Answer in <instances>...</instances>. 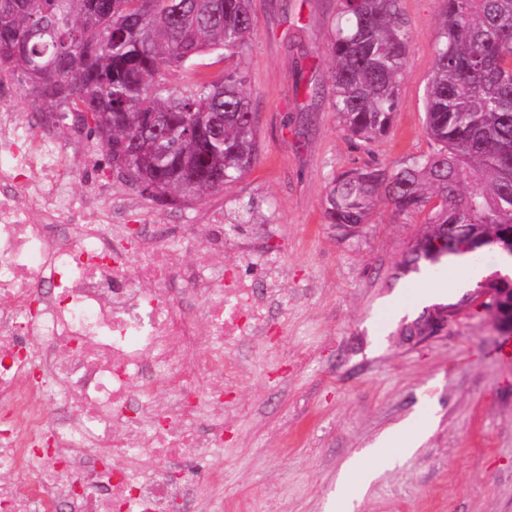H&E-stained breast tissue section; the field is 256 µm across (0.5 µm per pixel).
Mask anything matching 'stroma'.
<instances>
[{
    "label": "stroma",
    "instance_id": "stroma-1",
    "mask_svg": "<svg viewBox=\"0 0 512 512\" xmlns=\"http://www.w3.org/2000/svg\"><path fill=\"white\" fill-rule=\"evenodd\" d=\"M400 7L409 48L399 108L390 132L366 144L333 109L338 0H251L255 26L240 54L217 51L174 72L177 90L233 67L243 72L259 143L247 173L189 205L150 200L72 112L36 111L23 78H0V113H14L26 137L39 122L54 162L67 166L75 223L102 204L100 223L183 232L187 266H238L247 277H270L281 292L269 310L273 329L243 347L246 374L228 384L239 411L208 463L220 476L210 512H333L344 463L421 411L432 425L420 448H395L374 462L368 488L347 484L353 512H512V353L503 350L512 333H498L476 307V287H460L459 270L424 261L403 270L425 214L386 207L351 236L323 218L341 172L391 173L437 149L425 132V93L442 2ZM216 233L223 249L203 252ZM245 242L275 257L271 274L241 266ZM433 283L446 294L418 300ZM445 306L456 315L446 330L404 341V326Z\"/></svg>",
    "mask_w": 512,
    "mask_h": 512
}]
</instances>
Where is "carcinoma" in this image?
Instances as JSON below:
<instances>
[{
  "label": "carcinoma",
  "mask_w": 512,
  "mask_h": 512,
  "mask_svg": "<svg viewBox=\"0 0 512 512\" xmlns=\"http://www.w3.org/2000/svg\"><path fill=\"white\" fill-rule=\"evenodd\" d=\"M436 67L425 101L434 154L386 174L337 176L325 223H371L383 204L430 208L405 262L474 252L512 231V0H442ZM346 25L332 43L334 109L365 142L388 132L408 50L400 0H339ZM254 26L250 0H0V73L24 74L42 112L70 105L112 125L106 149L164 194L197 200L248 172L257 159L250 93L237 69L180 93L164 76L215 50L242 51ZM445 224H461L456 249Z\"/></svg>",
  "instance_id": "1"
}]
</instances>
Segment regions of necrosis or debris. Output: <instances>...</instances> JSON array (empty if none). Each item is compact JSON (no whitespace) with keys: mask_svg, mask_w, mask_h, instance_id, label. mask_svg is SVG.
I'll return each mask as SVG.
<instances>
[{"mask_svg":"<svg viewBox=\"0 0 512 512\" xmlns=\"http://www.w3.org/2000/svg\"><path fill=\"white\" fill-rule=\"evenodd\" d=\"M47 144L17 159L41 171L54 223L0 170V512H192L238 410L217 384L271 324L261 291L187 267L183 237L70 223Z\"/></svg>","mask_w":512,"mask_h":512,"instance_id":"4bbe7bcc","label":"necrosis or debris"}]
</instances>
